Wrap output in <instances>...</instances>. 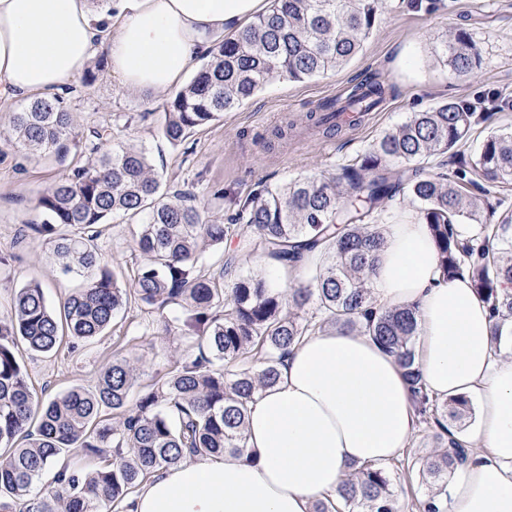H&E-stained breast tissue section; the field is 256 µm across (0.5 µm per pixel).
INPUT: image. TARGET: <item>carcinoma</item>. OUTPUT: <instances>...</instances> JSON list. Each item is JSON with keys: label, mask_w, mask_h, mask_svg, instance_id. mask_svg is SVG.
<instances>
[{"label": "carcinoma", "mask_w": 512, "mask_h": 512, "mask_svg": "<svg viewBox=\"0 0 512 512\" xmlns=\"http://www.w3.org/2000/svg\"><path fill=\"white\" fill-rule=\"evenodd\" d=\"M383 0H271L269 10L218 41L203 54L192 79L168 102L162 134L173 146L188 132L224 116L274 78L302 80L346 64L372 34ZM434 53L455 72L478 68V50L467 32L447 34ZM375 80L357 84L347 104L328 100L307 118L328 133L339 132L336 112L365 114L385 99ZM489 119L448 101L413 112L384 133L364 154L332 177L304 178L263 188L244 202L237 221L250 229L246 244L285 268L305 269L314 253L325 261L308 280L288 289L263 278L240 276L228 283L198 268L206 245L224 242L230 226L207 223L191 197L168 191L145 150L120 145L103 150L56 182L37 199L43 224L55 233L53 254L63 274L85 278L60 311L47 303L34 282L14 291L10 313L0 315V512L31 492L51 458L78 445L109 463L78 479L69 465L56 474L57 490L29 505L27 512L116 510L158 471L189 456L247 452L244 431L255 395L273 386L289 349L304 337L332 326L373 337L405 371L418 422L438 429L436 444L423 459L431 478L418 512H445L448 474L466 449L450 435L448 420L466 416L464 399L440 400L425 388L414 363L418 310L414 306L374 310L371 276L383 248L381 207L400 199L411 204L434 238L440 268L448 279L467 278L493 321L512 318V211L497 213L485 185L512 183V128L491 132L473 155L459 147L470 129ZM73 119L61 102L37 98L14 112L6 133L31 151L63 159ZM448 154L454 169L436 172L431 158ZM403 166L400 174L389 166ZM136 217L144 262L130 289L121 272L100 266L95 241L99 226L114 216ZM475 232L465 235L460 225ZM157 311L170 304L185 310L183 327L198 334L199 353L175 362L170 375L130 405L137 375L124 359L112 361L97 384L80 386L38 401L19 362V345L49 353L64 336H100L130 303ZM112 414L103 413V409ZM340 500H320L313 512H400L388 472L358 465L349 469Z\"/></svg>", "instance_id": "carcinoma-1"}]
</instances>
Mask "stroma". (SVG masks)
<instances>
[{
    "mask_svg": "<svg viewBox=\"0 0 512 512\" xmlns=\"http://www.w3.org/2000/svg\"><path fill=\"white\" fill-rule=\"evenodd\" d=\"M461 29L479 50L480 64L469 75L453 72L434 54L441 36ZM379 74L394 91L359 126L335 136L287 135L276 128L285 115L307 111L326 99L347 97L370 74ZM171 91L135 92L124 88L109 71L104 50H96L87 75L68 86L63 103L74 120L70 154L58 164L48 154L33 155L14 138L0 136V311L9 310L14 289L39 282L51 308L83 284L63 275L53 257L52 235L35 231L38 196L69 175L90 156L96 134L107 131L108 146L144 148L164 182L187 190L209 222L233 223L247 196L258 189L282 186L313 176H332L343 165L369 150L385 131L414 112L448 100L484 101L492 112L489 124L476 127L464 143L475 153L489 129L512 125V0H434L430 9H413L408 0H385L376 27L362 51L343 67L303 81L274 79L223 118L198 127L177 146L163 137L161 125ZM134 220L117 217L102 225L96 244L101 263L133 275L142 257L137 250ZM246 228L229 235L227 244L208 247L200 266L219 275L227 256L236 259L237 275L274 274L259 251L246 247ZM179 307L165 313L129 304L102 336L79 342L63 339L50 353L20 351L19 360L38 398L74 386L96 385L113 359L136 367V392L161 384L175 359L198 352L196 340L180 329L159 332L162 318H175ZM434 446V430L418 424L405 448V461L387 469L401 512H417L415 504L427 491V480L416 467Z\"/></svg>",
    "mask_w": 512,
    "mask_h": 512,
    "instance_id": "35a3bbf8",
    "label": "stroma"
}]
</instances>
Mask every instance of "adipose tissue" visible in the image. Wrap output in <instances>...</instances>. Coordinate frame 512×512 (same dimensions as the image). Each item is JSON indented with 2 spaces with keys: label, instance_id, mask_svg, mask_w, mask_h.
I'll return each mask as SVG.
<instances>
[{
  "label": "adipose tissue",
  "instance_id": "obj_1",
  "mask_svg": "<svg viewBox=\"0 0 512 512\" xmlns=\"http://www.w3.org/2000/svg\"><path fill=\"white\" fill-rule=\"evenodd\" d=\"M0 0V98L60 92L103 44L130 90L163 91L219 36L269 0ZM374 304L417 305L415 364L440 399L475 404L469 455L448 484V512H512V353L495 351L486 304L468 281L444 278L417 216L389 227L372 277ZM275 385L246 417L248 452L198 455L161 470L128 512H311L335 497L352 465L398 458L416 432L397 359L372 337L326 329L285 356Z\"/></svg>",
  "mask_w": 512,
  "mask_h": 512
}]
</instances>
